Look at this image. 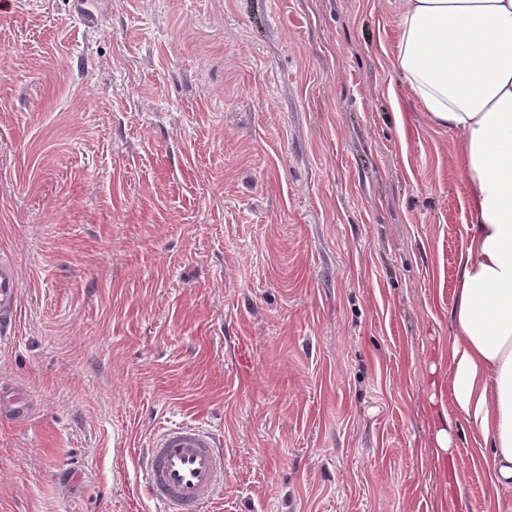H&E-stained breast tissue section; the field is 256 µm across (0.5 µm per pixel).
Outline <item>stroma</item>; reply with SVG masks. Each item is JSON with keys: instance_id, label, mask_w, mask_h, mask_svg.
Here are the masks:
<instances>
[{"instance_id": "35a3bbf8", "label": "stroma", "mask_w": 512, "mask_h": 512, "mask_svg": "<svg viewBox=\"0 0 512 512\" xmlns=\"http://www.w3.org/2000/svg\"><path fill=\"white\" fill-rule=\"evenodd\" d=\"M404 2L0 0V512H153L176 422L224 448L197 512H512L453 407L473 216ZM17 274L10 262L0 260V334L6 336L16 312Z\"/></svg>"}]
</instances>
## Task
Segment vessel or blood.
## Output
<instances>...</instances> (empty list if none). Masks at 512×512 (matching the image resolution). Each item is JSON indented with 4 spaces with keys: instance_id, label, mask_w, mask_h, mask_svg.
<instances>
[{
    "instance_id": "1",
    "label": "vessel or blood",
    "mask_w": 512,
    "mask_h": 512,
    "mask_svg": "<svg viewBox=\"0 0 512 512\" xmlns=\"http://www.w3.org/2000/svg\"><path fill=\"white\" fill-rule=\"evenodd\" d=\"M17 274L0 260V334H8L16 312ZM139 479L158 512H196L224 486V450L214 434L193 424L159 431L139 463Z\"/></svg>"
}]
</instances>
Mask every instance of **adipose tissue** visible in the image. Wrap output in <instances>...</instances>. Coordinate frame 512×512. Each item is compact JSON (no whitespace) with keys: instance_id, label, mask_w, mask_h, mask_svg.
<instances>
[{"instance_id":"obj_1","label":"adipose tissue","mask_w":512,"mask_h":512,"mask_svg":"<svg viewBox=\"0 0 512 512\" xmlns=\"http://www.w3.org/2000/svg\"><path fill=\"white\" fill-rule=\"evenodd\" d=\"M393 65L457 133L475 216L455 293L454 404L512 484V0H405Z\"/></svg>"}]
</instances>
